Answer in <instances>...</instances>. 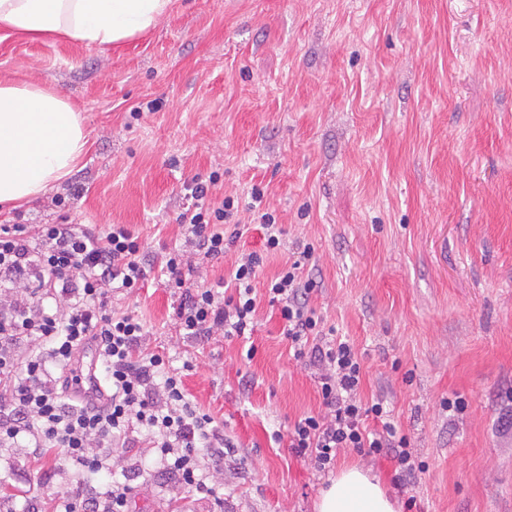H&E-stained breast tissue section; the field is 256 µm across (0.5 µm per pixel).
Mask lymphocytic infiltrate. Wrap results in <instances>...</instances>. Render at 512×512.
I'll return each instance as SVG.
<instances>
[{"instance_id": "obj_1", "label": "lymphocytic infiltrate", "mask_w": 512, "mask_h": 512, "mask_svg": "<svg viewBox=\"0 0 512 512\" xmlns=\"http://www.w3.org/2000/svg\"><path fill=\"white\" fill-rule=\"evenodd\" d=\"M194 181L192 213L178 218L185 245L155 259L123 224H0V447L25 443L34 458L85 475L123 464L137 448L156 449L160 470L178 486L202 488L203 460L224 461L231 443L214 418L189 398L180 374L163 355L144 350L148 331L132 312L115 311L114 290L139 288L148 271L164 275L173 317L185 335H252L257 313L254 280L265 254L285 248L284 230L262 210L264 253L238 255L226 274L208 281L209 263L223 260L240 238L232 226L233 197L209 198L212 183ZM299 260L268 284L269 304L294 357L315 368L323 414L295 423L290 447L319 473L350 448L394 465L396 489L413 487L426 466L392 419L384 399L363 400V367L349 341L326 333L311 306L315 281ZM134 486L113 484L106 496L78 490L54 497L53 512H129Z\"/></svg>"}]
</instances>
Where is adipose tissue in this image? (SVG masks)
<instances>
[{
  "label": "adipose tissue",
  "instance_id": "ef3b65f1",
  "mask_svg": "<svg viewBox=\"0 0 512 512\" xmlns=\"http://www.w3.org/2000/svg\"><path fill=\"white\" fill-rule=\"evenodd\" d=\"M171 0H0V26L34 39L111 45L147 31ZM88 148L68 100L38 82L0 79V205L32 203L68 177ZM317 512H397L380 481L357 466L324 489Z\"/></svg>",
  "mask_w": 512,
  "mask_h": 512
}]
</instances>
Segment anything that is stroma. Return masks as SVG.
Listing matches in <instances>:
<instances>
[{"label": "stroma", "instance_id": "35a3bbf8", "mask_svg": "<svg viewBox=\"0 0 512 512\" xmlns=\"http://www.w3.org/2000/svg\"><path fill=\"white\" fill-rule=\"evenodd\" d=\"M0 78L52 86L89 138L52 193L80 197L0 220L124 224L161 255L183 243L193 179L218 173L214 197L243 207L264 188L286 248L256 292L313 247L312 306L427 466L400 512H512V0H173L113 46L0 29ZM114 306L143 319L148 350L233 442L223 473L202 470L211 494L172 498L151 448L87 478L0 447V480L42 512L53 492L116 481L136 488L131 512H314L330 477L288 431L322 412L318 382L268 303L248 344L181 335L155 272ZM453 392L468 403L455 416L439 406Z\"/></svg>", "mask_w": 512, "mask_h": 512}]
</instances>
